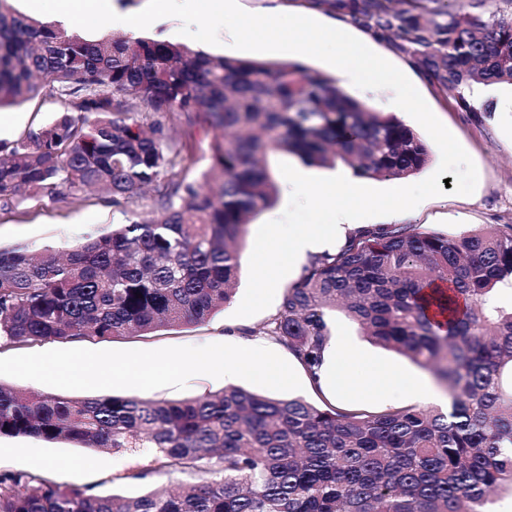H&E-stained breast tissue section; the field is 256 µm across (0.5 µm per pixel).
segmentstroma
Segmentation results:
<instances>
[{
  "label": "stroma",
  "mask_w": 512,
  "mask_h": 512,
  "mask_svg": "<svg viewBox=\"0 0 512 512\" xmlns=\"http://www.w3.org/2000/svg\"><path fill=\"white\" fill-rule=\"evenodd\" d=\"M238 4L251 13L273 11L307 16L365 42L375 53L405 73L432 112L474 161L478 181L473 194L432 197L403 216L364 218L360 221L361 226L371 228L400 222L417 225L422 231L463 234L490 224H512L511 85L499 84L482 89V100L493 103V111L466 112L453 99L441 95L416 59L402 51L392 38L369 31L350 19L314 4L313 0H238ZM57 109L56 103L40 99L9 109L8 114L13 121L0 131V136L18 138L30 126L49 122ZM283 162L310 176L329 177L333 174L332 169L306 164L293 154L273 152L268 155L267 165L277 182L279 196L273 207L256 215L248 224L240 251V261L244 265L249 261L258 228L267 221L279 218L288 204V182L279 169ZM123 220V214L110 201L94 193H86L64 203H54L45 198H26L10 209L0 211V247L24 244L36 252L47 247L66 251L86 237L108 233L113 225ZM248 276V270H241L232 301L206 322L164 328L148 336L86 340L82 346L91 350L196 347L228 338L242 341V329L249 328L265 348L277 352L281 357H288L287 349L263 333L264 325L275 313L274 308L249 317L236 314L247 288ZM333 334L349 337L358 362L389 367L423 382L431 378L426 369L410 359L370 343L357 326L344 317H337ZM147 464V458L140 455H116L105 449L83 448L66 440L47 442L29 437H0V472L25 471L43 475L61 484L89 489L94 494L135 496L160 485L177 486L182 480L178 474L141 481L127 480V472L141 470Z\"/></svg>",
  "instance_id": "1"
}]
</instances>
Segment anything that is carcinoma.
Returning <instances> with one entry per match:
<instances>
[{"label": "carcinoma", "instance_id": "cac0c4a2", "mask_svg": "<svg viewBox=\"0 0 512 512\" xmlns=\"http://www.w3.org/2000/svg\"><path fill=\"white\" fill-rule=\"evenodd\" d=\"M399 42L445 96L512 85V11L451 0H313ZM60 104L47 124L0 142V210L20 196L101 191L127 213L145 190L160 217L115 224L60 256L0 248V338L10 344L142 336L199 323L231 302L247 225L277 199L270 151L358 176L405 179L428 145L396 117L294 61L213 55L121 35L87 39L0 0V109ZM142 112L167 122L149 127ZM211 137L204 185L174 126ZM512 225L450 235L389 224L310 258L264 333L316 393L271 398L230 386L203 397L76 399L0 383V437L68 440L179 473L176 492L94 495L27 472L0 473V512H486L512 494ZM142 297H136V293ZM341 312L372 343L429 370L450 410L370 411L323 396L317 372Z\"/></svg>", "mask_w": 512, "mask_h": 512}]
</instances>
